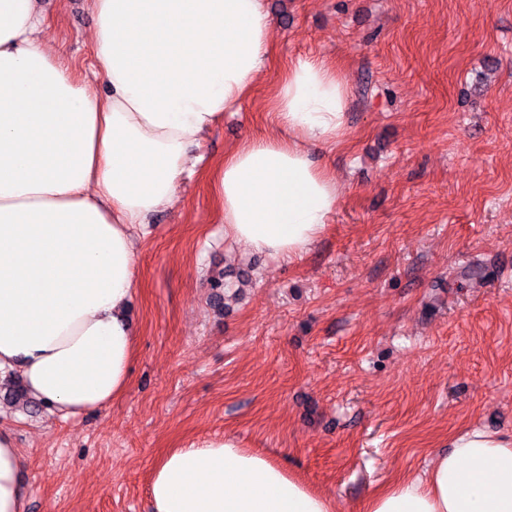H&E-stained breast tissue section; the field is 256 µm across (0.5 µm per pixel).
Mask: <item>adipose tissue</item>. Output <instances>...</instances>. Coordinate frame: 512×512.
I'll use <instances>...</instances> for the list:
<instances>
[{
  "mask_svg": "<svg viewBox=\"0 0 512 512\" xmlns=\"http://www.w3.org/2000/svg\"><path fill=\"white\" fill-rule=\"evenodd\" d=\"M93 72L74 75L41 37L36 0H0V374L62 418L104 408L131 381L126 310L136 235L177 199L189 148L248 95L272 26L262 0H90ZM269 130L212 172L224 238L294 260L339 203L314 154L347 127L343 78L293 60ZM420 475L379 487L360 512H512V437L451 436ZM24 456L0 426V512H26ZM153 512H336L283 464L212 438L153 468Z\"/></svg>",
  "mask_w": 512,
  "mask_h": 512,
  "instance_id": "adipose-tissue-1",
  "label": "adipose tissue"
}]
</instances>
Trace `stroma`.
<instances>
[{
    "label": "stroma",
    "mask_w": 512,
    "mask_h": 512,
    "mask_svg": "<svg viewBox=\"0 0 512 512\" xmlns=\"http://www.w3.org/2000/svg\"><path fill=\"white\" fill-rule=\"evenodd\" d=\"M253 93L189 149L174 205L137 237L132 381L76 419L0 399L27 512H152L172 448L229 435L358 512L449 435L512 436V0H263ZM81 75L89 0H37ZM299 57L338 69L347 135L316 152L340 199L289 263L224 248L208 167L265 127ZM233 298L216 309L211 287Z\"/></svg>",
    "instance_id": "1"
}]
</instances>
